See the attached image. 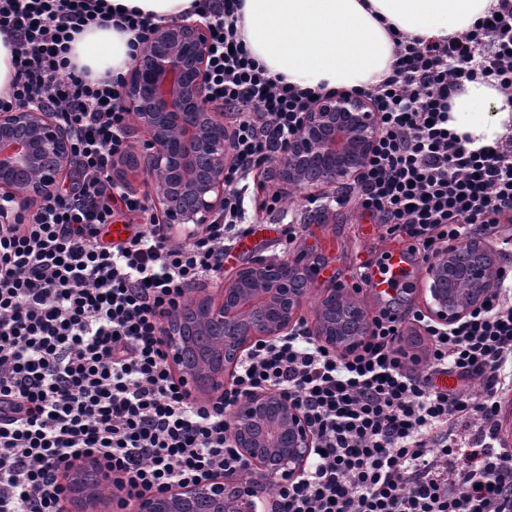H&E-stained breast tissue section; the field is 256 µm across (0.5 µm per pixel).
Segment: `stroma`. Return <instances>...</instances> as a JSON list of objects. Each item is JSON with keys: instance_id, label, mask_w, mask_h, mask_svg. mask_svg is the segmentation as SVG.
Instances as JSON below:
<instances>
[{"instance_id": "stroma-1", "label": "stroma", "mask_w": 512, "mask_h": 512, "mask_svg": "<svg viewBox=\"0 0 512 512\" xmlns=\"http://www.w3.org/2000/svg\"><path fill=\"white\" fill-rule=\"evenodd\" d=\"M249 184L250 192L258 196L274 191L288 195L287 213L300 214L304 227L288 243L281 234L282 215L248 210L247 223L259 225L260 230L249 237L246 248L239 250L234 259L225 262L224 270L232 272L255 255L309 256L320 265L321 272L309 295V303L300 311L306 322H313L314 302L324 289L339 284L351 286L352 275L360 263L373 267L384 265L390 251L400 243L399 237L387 234L383 225L361 216L353 205L341 207L331 202L321 208L309 204L303 201L301 190L267 180L260 172L254 174Z\"/></svg>"}]
</instances>
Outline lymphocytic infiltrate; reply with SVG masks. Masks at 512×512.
I'll return each mask as SVG.
<instances>
[{
	"label": "lymphocytic infiltrate",
	"mask_w": 512,
	"mask_h": 512,
	"mask_svg": "<svg viewBox=\"0 0 512 512\" xmlns=\"http://www.w3.org/2000/svg\"><path fill=\"white\" fill-rule=\"evenodd\" d=\"M210 19L209 94L229 121L224 209L185 240L148 197L112 172L132 148L125 76L91 81L71 69L74 34L109 22L101 0H0L18 71L0 111L42 106L74 133L76 171L35 214L0 201V512H62L64 474L94 456L123 496L245 473L230 430L255 389L286 393L318 454L309 472L277 484L264 512H512V441L499 433L512 391V267L487 305L454 325L386 306L349 354L319 344L306 323L251 347L232 383L190 398L168 360L162 322L224 258L245 226L246 182L269 165L319 91L272 79L237 23L240 0H200ZM482 77L512 98V0H496L465 34L401 38L391 73L364 88L379 112L377 146L356 192L337 205L435 259L483 236L512 250V137L473 150L448 128L450 99ZM133 233L115 242L114 223ZM425 354L407 349L406 323ZM454 379L437 386L439 376ZM481 382L483 393L471 387ZM468 434L464 452L453 436Z\"/></svg>",
	"instance_id": "obj_1"
}]
</instances>
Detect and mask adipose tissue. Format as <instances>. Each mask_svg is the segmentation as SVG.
<instances>
[{"label": "adipose tissue", "mask_w": 512, "mask_h": 512, "mask_svg": "<svg viewBox=\"0 0 512 512\" xmlns=\"http://www.w3.org/2000/svg\"><path fill=\"white\" fill-rule=\"evenodd\" d=\"M157 25L190 14L197 0H105ZM240 36L269 76L302 88L361 89L389 75L399 36L431 41L466 33L494 0H242ZM135 34L116 23L77 34L69 60L94 79L126 73ZM449 129L471 149L512 130V104L494 83L476 79L450 101Z\"/></svg>", "instance_id": "adipose-tissue-1"}]
</instances>
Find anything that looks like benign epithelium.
<instances>
[{
	"label": "benign epithelium",
	"instance_id": "obj_1",
	"mask_svg": "<svg viewBox=\"0 0 512 512\" xmlns=\"http://www.w3.org/2000/svg\"><path fill=\"white\" fill-rule=\"evenodd\" d=\"M208 28L176 21L150 35V51L135 61L125 86L126 106L143 134L139 165L165 177L158 205L176 232L209 224L224 208V170L230 162L224 112L207 91ZM378 114L360 94L335 91L303 114L301 132L272 164L275 176L303 188H327L356 179L379 138ZM76 165L72 133L57 113L39 107L0 111V199L25 207L53 192ZM494 250L480 239L450 246L428 263L427 313L451 324L483 303L499 272ZM317 273L304 256H256L224 277L216 295L192 298L164 322L161 338L171 364L193 397L214 394L233 379L259 341L288 335ZM468 302L458 303L460 292ZM349 288H329L319 300L312 334L324 346L348 352L369 335L370 321L346 305ZM231 435L243 461L263 480L288 482L304 473L316 440L288 396L256 390L234 408ZM112 480L102 464L74 462L68 501L81 512H107L99 487ZM257 487L224 476L126 498L125 512H257Z\"/></svg>",
	"mask_w": 512,
	"mask_h": 512
}]
</instances>
